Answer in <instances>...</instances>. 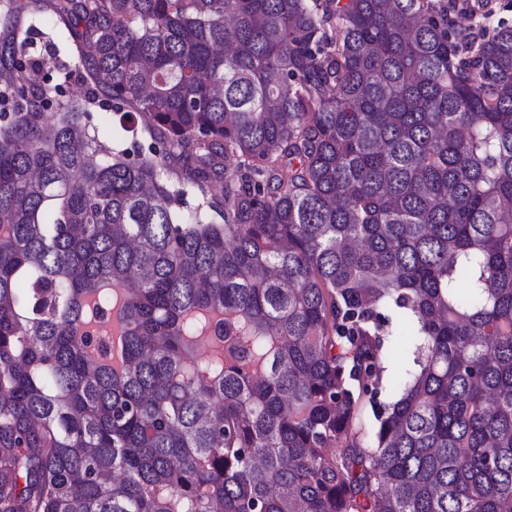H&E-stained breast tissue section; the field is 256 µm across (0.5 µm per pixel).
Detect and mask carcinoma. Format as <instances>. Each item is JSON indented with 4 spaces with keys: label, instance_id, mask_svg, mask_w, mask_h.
I'll list each match as a JSON object with an SVG mask.
<instances>
[{
    "label": "carcinoma",
    "instance_id": "1",
    "mask_svg": "<svg viewBox=\"0 0 512 512\" xmlns=\"http://www.w3.org/2000/svg\"><path fill=\"white\" fill-rule=\"evenodd\" d=\"M490 2L61 0L132 156L13 29L0 512H512V26L459 23ZM92 112L91 124L96 130V134L101 141L114 145L116 148H128L130 150L143 146L145 151L152 142L147 131H144V125L139 122L136 127L122 130L118 117L114 115L112 104L107 103L104 106L89 107Z\"/></svg>",
    "mask_w": 512,
    "mask_h": 512
}]
</instances>
